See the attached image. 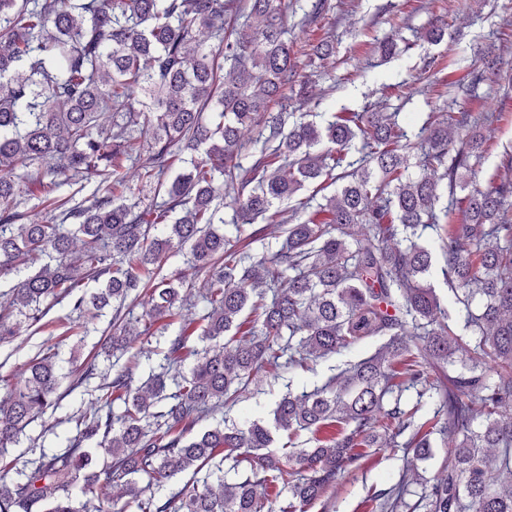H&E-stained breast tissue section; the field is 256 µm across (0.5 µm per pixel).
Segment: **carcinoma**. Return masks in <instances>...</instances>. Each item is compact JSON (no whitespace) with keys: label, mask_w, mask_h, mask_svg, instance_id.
<instances>
[{"label":"carcinoma","mask_w":512,"mask_h":512,"mask_svg":"<svg viewBox=\"0 0 512 512\" xmlns=\"http://www.w3.org/2000/svg\"><path fill=\"white\" fill-rule=\"evenodd\" d=\"M201 29L211 46L197 40ZM311 84L286 38L284 0H0V279L15 277L0 342L16 336L12 308L40 330L67 299L80 342L115 309L109 348L127 357L61 452H41L0 483V512H105L118 486L136 512H304L390 430L412 429L406 447L430 458L431 432L416 425L424 397L448 449L420 499L425 512H512V175L474 187L492 116L439 112L412 137L386 112L320 123L290 111L291 97L312 100ZM106 114L124 117L121 131L101 122ZM245 125L259 128L246 147ZM127 162L155 184L145 205L128 199ZM324 175L342 185L323 203H298L307 219L283 223L276 205ZM94 179L93 200L77 201ZM66 186L73 192L52 199L48 218L21 223L34 192ZM228 206L235 237L220 227ZM259 218L282 224L285 238L258 258L251 245L265 228L239 233ZM184 248L189 272L157 278ZM436 276L453 292L446 306L426 283ZM145 295L146 324L181 322L162 371L136 386L141 332L120 312ZM196 296L202 315L187 318ZM373 340L374 354L348 359ZM333 357L340 371L321 386L286 384L271 424L223 420L186 437L236 405L259 371L276 381ZM26 372L0 401V458L58 408L55 347ZM408 388L419 401L405 409ZM300 429L312 433L308 447L272 450L274 433ZM227 459L249 475L224 482ZM179 475L189 476L181 488L155 496Z\"/></svg>","instance_id":"obj_1"}]
</instances>
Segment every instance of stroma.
I'll list each match as a JSON object with an SVG mask.
<instances>
[{
  "label": "stroma",
  "instance_id": "1",
  "mask_svg": "<svg viewBox=\"0 0 512 512\" xmlns=\"http://www.w3.org/2000/svg\"><path fill=\"white\" fill-rule=\"evenodd\" d=\"M288 38L294 45L301 73L315 74V103L307 111L363 112L376 107L396 113L399 125L418 131L432 112L495 114L489 127V147L478 167L477 182L488 187L504 174L506 154H512V63H502L495 82L479 80L489 46L512 49V0H288ZM448 25V37L427 41L423 32L431 23ZM332 38L334 53L324 67L311 68L308 53L325 38ZM397 38L400 53L383 58L378 50L385 38ZM69 302L55 304L44 318L45 328L20 324L17 336L0 343V387L16 386L26 377V363L40 345L57 346L62 360L70 359L72 338L66 333L75 321ZM112 334V318L104 316L90 327L75 369L94 361L91 379L65 393L58 409L47 416L54 431L45 435L32 425L20 443L10 448L0 465L20 468L37 458L42 447L75 432V421L89 409L98 385L111 380L113 360L104 352ZM331 361L320 360L311 371L294 376L292 385L261 377L258 390L244 394L228 411V418L242 420L250 413L269 420L274 402L287 387L301 389L322 385L331 374ZM406 436L394 446L372 449L364 468L346 471L332 498L307 506L306 512H381L375 494L394 485L407 468L409 486L405 504L409 512L424 485L432 483L446 457L445 449L432 459L414 461Z\"/></svg>",
  "mask_w": 512,
  "mask_h": 512
}]
</instances>
